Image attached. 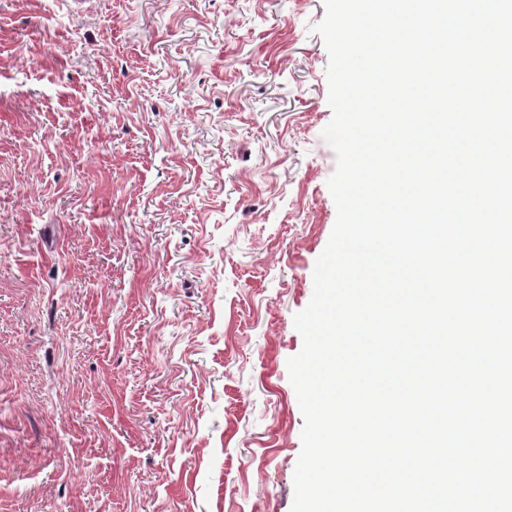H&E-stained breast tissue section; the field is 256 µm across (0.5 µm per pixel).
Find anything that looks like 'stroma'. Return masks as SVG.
<instances>
[{
  "label": "stroma",
  "mask_w": 512,
  "mask_h": 512,
  "mask_svg": "<svg viewBox=\"0 0 512 512\" xmlns=\"http://www.w3.org/2000/svg\"><path fill=\"white\" fill-rule=\"evenodd\" d=\"M324 14L0 0V512H291Z\"/></svg>",
  "instance_id": "obj_1"
}]
</instances>
